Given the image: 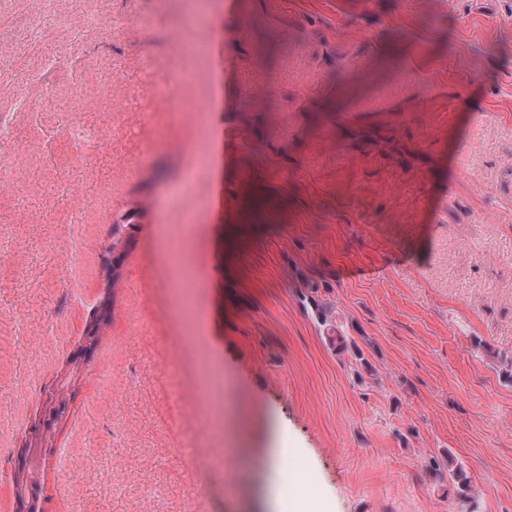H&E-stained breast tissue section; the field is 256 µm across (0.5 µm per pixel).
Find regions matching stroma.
Listing matches in <instances>:
<instances>
[{
  "label": "stroma",
  "mask_w": 512,
  "mask_h": 512,
  "mask_svg": "<svg viewBox=\"0 0 512 512\" xmlns=\"http://www.w3.org/2000/svg\"><path fill=\"white\" fill-rule=\"evenodd\" d=\"M51 7L66 27L0 0V25L26 18L0 33V110L22 130L0 140V466L130 222L54 512H269L279 443L328 512H459L431 470L450 453L478 512H512V0H207L204 27L185 0ZM166 72L188 78L156 92Z\"/></svg>",
  "instance_id": "35a3bbf8"
}]
</instances>
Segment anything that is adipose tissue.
Instances as JSON below:
<instances>
[{"mask_svg": "<svg viewBox=\"0 0 512 512\" xmlns=\"http://www.w3.org/2000/svg\"><path fill=\"white\" fill-rule=\"evenodd\" d=\"M271 466L275 475L271 491L275 512H321L318 502L305 488L308 474L291 449H276Z\"/></svg>", "mask_w": 512, "mask_h": 512, "instance_id": "1", "label": "adipose tissue"}]
</instances>
